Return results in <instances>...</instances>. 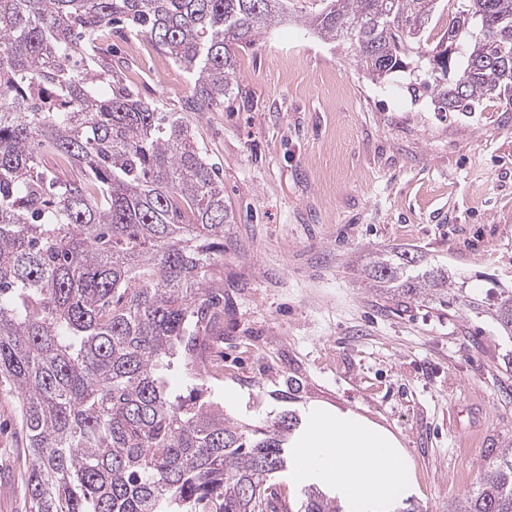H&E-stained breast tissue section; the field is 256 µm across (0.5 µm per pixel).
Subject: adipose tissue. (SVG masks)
<instances>
[{"label": "adipose tissue", "mask_w": 512, "mask_h": 512, "mask_svg": "<svg viewBox=\"0 0 512 512\" xmlns=\"http://www.w3.org/2000/svg\"><path fill=\"white\" fill-rule=\"evenodd\" d=\"M308 430L297 446L300 476L336 486L355 505L403 497L411 474L388 431L349 411L309 407Z\"/></svg>", "instance_id": "obj_1"}]
</instances>
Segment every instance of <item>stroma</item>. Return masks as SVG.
Wrapping results in <instances>:
<instances>
[{
    "mask_svg": "<svg viewBox=\"0 0 512 512\" xmlns=\"http://www.w3.org/2000/svg\"><path fill=\"white\" fill-rule=\"evenodd\" d=\"M113 33L109 59L148 102L176 112L191 76ZM415 73L373 81L302 24L237 54L221 109L195 120L224 176L233 241L217 274L224 324L212 400L262 427L315 404L392 433L422 512H449L512 444V339L452 304L400 303L363 271L413 247L462 272L490 304L512 290V104L475 116L413 95ZM27 440L0 384V512H26Z\"/></svg>",
    "mask_w": 512,
    "mask_h": 512,
    "instance_id": "1",
    "label": "stroma"
}]
</instances>
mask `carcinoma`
I'll return each mask as SVG.
<instances>
[{
  "label": "carcinoma",
  "instance_id": "obj_1",
  "mask_svg": "<svg viewBox=\"0 0 512 512\" xmlns=\"http://www.w3.org/2000/svg\"><path fill=\"white\" fill-rule=\"evenodd\" d=\"M326 0L302 19L371 80L426 60L413 87L441 112L512 101V0ZM285 0H0V379L29 448V512H278L299 419L264 429L203 398L197 367L224 320L214 269L232 211L190 121L224 106L236 51L283 22ZM482 21L481 48L461 43ZM192 75L160 112L112 73L116 24ZM367 278L400 302L480 309L458 273L416 249L375 256ZM512 338V291L488 308ZM181 365L198 381L172 391ZM456 512H512V448ZM297 512H343L310 485Z\"/></svg>",
  "mask_w": 512,
  "mask_h": 512
}]
</instances>
